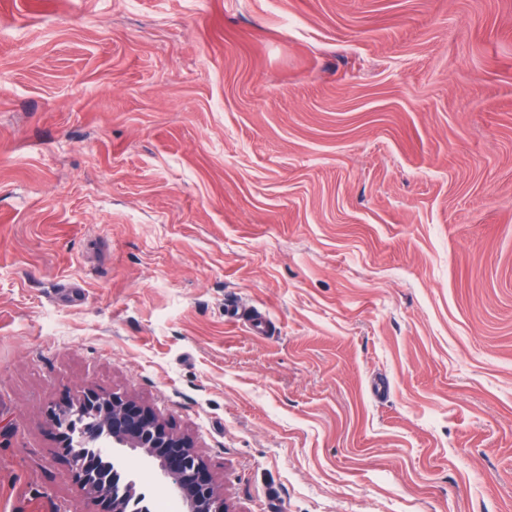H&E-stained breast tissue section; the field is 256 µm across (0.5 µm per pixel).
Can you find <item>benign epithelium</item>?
I'll return each instance as SVG.
<instances>
[{"instance_id": "7a95c632", "label": "benign epithelium", "mask_w": 512, "mask_h": 512, "mask_svg": "<svg viewBox=\"0 0 512 512\" xmlns=\"http://www.w3.org/2000/svg\"><path fill=\"white\" fill-rule=\"evenodd\" d=\"M81 406L92 410L97 419L81 423L69 411L54 407L49 412L53 426L76 437V443L115 467L122 463V449H144L157 461L169 489L186 501L188 512H229L190 440L171 431L145 406L120 396L100 398L93 394L85 396ZM70 461L81 483V495L105 503L104 512H127V499L141 500L135 480L116 489L109 477L73 457Z\"/></svg>"}]
</instances>
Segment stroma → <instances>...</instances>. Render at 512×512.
Instances as JSON below:
<instances>
[{
  "instance_id": "35a3bbf8",
  "label": "stroma",
  "mask_w": 512,
  "mask_h": 512,
  "mask_svg": "<svg viewBox=\"0 0 512 512\" xmlns=\"http://www.w3.org/2000/svg\"><path fill=\"white\" fill-rule=\"evenodd\" d=\"M89 391L230 512H512V0H0V512H99ZM83 407L92 409L97 420L80 423L69 410L54 407L49 412L53 426L68 432L73 441L76 435L77 444L87 446L96 457L109 459L116 469L122 463V448H145L148 457L157 461L169 489L186 501L189 512H230L190 440L171 431L145 406L121 396L100 398L91 394L83 398ZM159 447L173 451L160 456L154 451ZM188 474L198 476L193 486L183 482Z\"/></svg>"
}]
</instances>
